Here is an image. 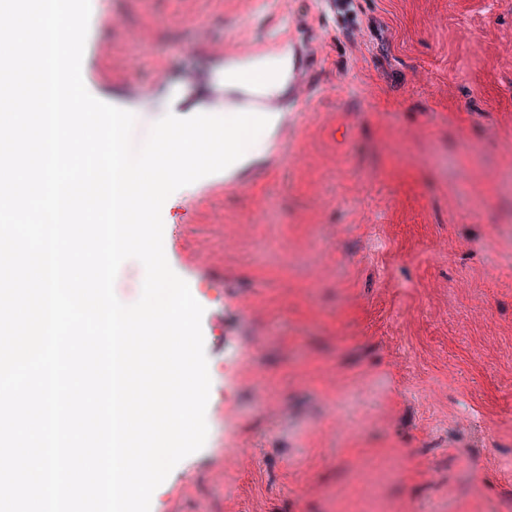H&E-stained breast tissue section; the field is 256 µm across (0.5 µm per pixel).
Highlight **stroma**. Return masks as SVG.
Listing matches in <instances>:
<instances>
[{"label":"stroma","mask_w":512,"mask_h":512,"mask_svg":"<svg viewBox=\"0 0 512 512\" xmlns=\"http://www.w3.org/2000/svg\"><path fill=\"white\" fill-rule=\"evenodd\" d=\"M102 9L124 18L94 31L108 97L173 77L134 145L223 90L210 45L299 42L315 84L278 130L306 162L268 152L236 185L208 175L162 207L167 260L204 309L211 387L206 442L150 512H512V0H355L359 44L319 0ZM222 410L238 418L232 469Z\"/></svg>","instance_id":"35a3bbf8"}]
</instances>
